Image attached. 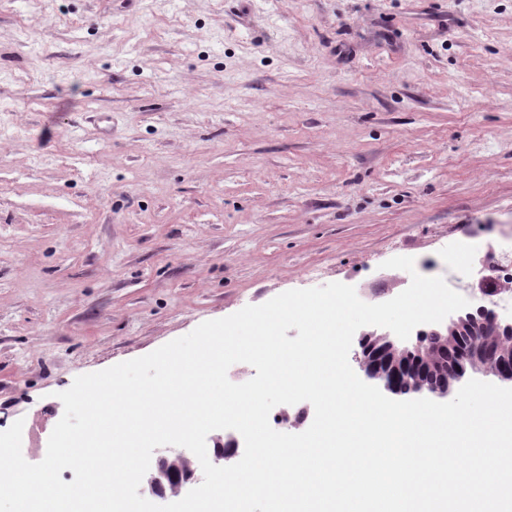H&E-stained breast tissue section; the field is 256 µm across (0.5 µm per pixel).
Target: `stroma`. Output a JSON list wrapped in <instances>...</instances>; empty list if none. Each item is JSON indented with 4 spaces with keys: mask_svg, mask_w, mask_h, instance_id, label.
Returning <instances> with one entry per match:
<instances>
[{
    "mask_svg": "<svg viewBox=\"0 0 512 512\" xmlns=\"http://www.w3.org/2000/svg\"><path fill=\"white\" fill-rule=\"evenodd\" d=\"M493 142V151L478 149ZM512 256V0H0V420L293 289Z\"/></svg>",
    "mask_w": 512,
    "mask_h": 512,
    "instance_id": "stroma-1",
    "label": "stroma"
}]
</instances>
